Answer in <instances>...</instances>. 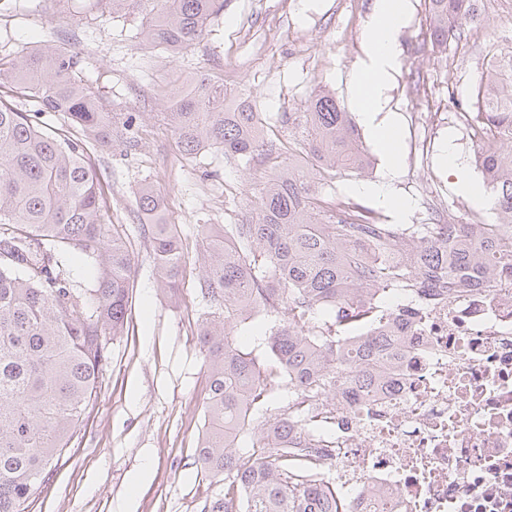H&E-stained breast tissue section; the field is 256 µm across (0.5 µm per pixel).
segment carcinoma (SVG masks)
<instances>
[{
	"label": "carcinoma",
	"instance_id": "cac0c4a2",
	"mask_svg": "<svg viewBox=\"0 0 512 512\" xmlns=\"http://www.w3.org/2000/svg\"><path fill=\"white\" fill-rule=\"evenodd\" d=\"M429 38L447 49L463 25L480 20V0H428ZM224 0H158L142 15L141 43L182 58L200 42ZM85 60L52 44L0 58V85L35 104L22 112L0 100V512H30L48 467L81 431L97 399L107 337L123 335L135 257L107 199L94 153L123 155L138 144L132 123L109 112L82 80ZM160 116L186 158L216 150L249 158L262 150L271 174L247 224H205L193 271L212 311L201 322L209 386L195 462L223 490L202 512H345L319 477L324 462L293 448L312 428L304 403L326 392L370 391L392 367L402 321L376 312L395 288L466 282L490 286L512 269V43L501 45L480 78L470 116L496 224H381L352 201L325 200L327 179L364 173L370 157L336 93L319 90L283 151L267 141L257 107L200 75L163 91ZM142 215L165 204L152 187L137 193ZM160 288L178 298L188 253L176 224H142ZM79 254L96 270L73 287L66 261ZM321 311L332 324L314 322ZM257 313L281 315L259 361L236 343V327ZM372 320L378 337L348 347L344 333ZM288 386L285 412L255 422L263 398ZM257 427H252V424ZM249 439L248 450L238 440Z\"/></svg>",
	"mask_w": 512,
	"mask_h": 512
}]
</instances>
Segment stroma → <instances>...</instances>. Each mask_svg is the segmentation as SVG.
Listing matches in <instances>:
<instances>
[{"label":"stroma","mask_w":512,"mask_h":512,"mask_svg":"<svg viewBox=\"0 0 512 512\" xmlns=\"http://www.w3.org/2000/svg\"><path fill=\"white\" fill-rule=\"evenodd\" d=\"M373 4L224 0L204 39L175 61L140 46L138 17H114L107 0H0V57L46 42L80 52L84 79L113 111L146 116L135 154L94 156L111 221L126 225L135 253L126 330L108 340L97 404L53 463L32 512H201L213 488L194 464L207 384L197 332L210 307L194 278L175 302L158 288L150 243L137 231L143 218L136 192L147 182L167 199L164 221L178 225L192 255L202 225L253 219L256 187L270 167L261 156L246 163L216 151L183 158L171 129L156 118L164 109L161 91L199 74L223 80L265 113L269 139L283 148L297 143L300 126L283 117L306 111L314 90L335 91L348 102L347 76L363 57ZM427 10L426 0H409L387 91V117L399 128L397 168L363 127L371 170L337 175L324 192L404 227L493 224V205H473L454 189L444 156L455 148L470 176L481 180L478 147L459 112L471 105L494 49L512 41V0H483L482 24L444 52L427 42ZM382 184L408 203L406 213L373 193Z\"/></svg>","instance_id":"35a3bbf8"}]
</instances>
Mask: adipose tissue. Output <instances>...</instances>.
Returning <instances> with one entry per match:
<instances>
[{
    "label": "adipose tissue",
    "mask_w": 512,
    "mask_h": 512,
    "mask_svg": "<svg viewBox=\"0 0 512 512\" xmlns=\"http://www.w3.org/2000/svg\"><path fill=\"white\" fill-rule=\"evenodd\" d=\"M406 11L405 0H374L363 46L365 59L347 77L353 110L360 114L364 125L393 159L398 156L397 126L379 120L378 115L387 109V90L393 79L398 35Z\"/></svg>",
    "instance_id": "adipose-tissue-1"
}]
</instances>
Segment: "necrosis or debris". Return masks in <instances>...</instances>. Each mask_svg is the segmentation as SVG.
Returning <instances> with one entry per match:
<instances>
[{
	"mask_svg": "<svg viewBox=\"0 0 512 512\" xmlns=\"http://www.w3.org/2000/svg\"><path fill=\"white\" fill-rule=\"evenodd\" d=\"M404 308L389 377L312 406L325 478L347 512H512V273Z\"/></svg>",
	"mask_w": 512,
	"mask_h": 512,
	"instance_id": "4bbe7bcc",
	"label": "necrosis or debris"
}]
</instances>
